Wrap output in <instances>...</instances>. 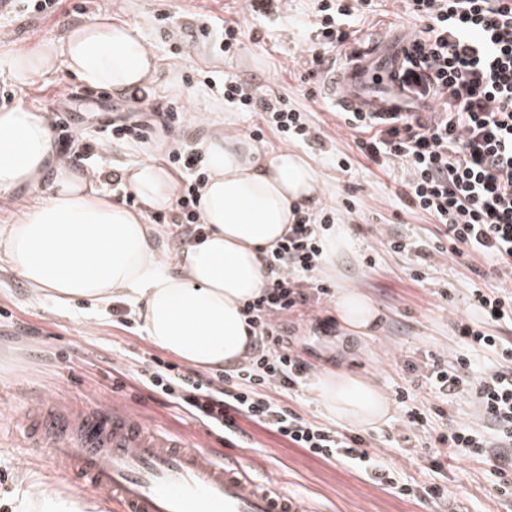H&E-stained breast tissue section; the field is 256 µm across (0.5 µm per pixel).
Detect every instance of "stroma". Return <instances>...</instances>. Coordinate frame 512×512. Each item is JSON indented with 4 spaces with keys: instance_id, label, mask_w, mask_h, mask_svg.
<instances>
[{
    "instance_id": "obj_1",
    "label": "stroma",
    "mask_w": 512,
    "mask_h": 512,
    "mask_svg": "<svg viewBox=\"0 0 512 512\" xmlns=\"http://www.w3.org/2000/svg\"><path fill=\"white\" fill-rule=\"evenodd\" d=\"M109 0H63L51 16L15 11L0 15V59L18 50L61 38L72 27L94 21ZM121 21L137 28L152 46L159 74L150 92L156 104L176 99L185 76L193 78L188 108L208 113L211 124H231L239 135H248L259 121L257 113L244 114L204 85L208 72L249 83L261 90L287 96L289 104L304 107L303 91H319L321 78L300 65V48L308 32L302 22L311 0H290L285 15L261 20L252 17L245 0H117ZM174 17L203 19L218 16L239 22L245 32L240 52L227 59L213 43L199 44L190 54L174 47L156 23L159 12ZM72 94L74 125L83 137L99 136L101 123L122 107L121 93L85 87L65 66H57L34 81H23L0 69V107L34 106L50 110L55 99ZM310 122L329 136L334 150L323 153L303 147L317 166L324 184L323 205L335 206V228L344 239L335 272L321 270L319 279L333 292L355 289L367 296L379 312L371 336L357 340L340 334L337 326L320 330L306 317L288 320L290 346L308 358L316 372L338 370L368 378L385 396L390 407L386 419L358 433L370 454L391 460L412 482L442 484L448 490L443 501L404 496L374 483L344 460L326 461L282 439L246 424L249 453L264 456L269 470L281 480V488L300 497L308 512H512V499L498 498L491 483V466L483 460L444 459L433 469L427 433H410L412 453L391 447L390 441L405 432L400 422L404 406L396 399L399 386L413 383L416 407L438 403L423 379L424 365L432 358L452 359L458 346L453 337L454 316L470 312L473 289L488 287L465 267L436 256L422 281L409 278L411 255L388 250V237L435 243L439 226L421 214L408 212L396 196L398 172L380 169L359 157L352 138L339 133L331 112L310 114ZM353 157L355 167L342 174L336 166L340 154ZM447 300H440V290ZM95 322L87 330V322ZM155 356L176 362V355L154 345L139 324H123L116 309L100 310L78 300L66 306L34 296L26 283L10 269H0V470L15 477L12 504L27 497L28 478L57 483L45 458L26 446L15 417L31 398L53 404L64 399L84 410L102 397H113L147 416L158 432H175L196 441L203 426L163 396L135 382L142 358Z\"/></svg>"
}]
</instances>
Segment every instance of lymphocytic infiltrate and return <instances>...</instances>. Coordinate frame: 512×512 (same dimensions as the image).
Returning <instances> with one entry per match:
<instances>
[{
    "mask_svg": "<svg viewBox=\"0 0 512 512\" xmlns=\"http://www.w3.org/2000/svg\"><path fill=\"white\" fill-rule=\"evenodd\" d=\"M397 12L416 21L405 50L402 83L414 99L430 103L427 115L397 112L382 118L345 112L341 118L358 153L378 166L400 167L399 184L408 211L428 215L440 226L452 259L469 270L489 263L497 287L478 288L473 306L482 322L458 321L461 351L452 361L433 360L427 381L441 397L474 398L486 426L451 424L436 437L450 458L494 457L498 496L512 497V341L489 331V324L512 323V0H394ZM372 0H313L314 21L302 60L324 65L332 51L345 50L354 22L369 12ZM225 102L242 112H256L260 125L251 135L279 134L284 143L324 146L306 111L289 106L274 93L258 94L235 79L215 83ZM183 107L171 104L156 112L147 96L130 94L125 109L105 123L97 141L76 144L64 120H57L63 144H76L87 160L102 144L147 140L153 126L181 129ZM166 159L183 168L185 185L168 211L153 223L177 229L179 236L199 233L198 191L206 174L195 141L182 140ZM287 236L266 251L270 279L259 298L245 309L252 329V351L241 369L208 376L183 372L155 360L140 378L148 390L163 395L225 438L242 437V421L283 438L288 445L350 466L399 494L413 486L396 476L393 464L372 459L361 436L330 423L307 419L291 402L313 367L288 344L289 316L313 312L329 287L318 279L322 232L328 213L311 218L303 208ZM491 355L481 374L471 371V356Z\"/></svg>",
    "mask_w": 512,
    "mask_h": 512,
    "instance_id": "f902f5d3",
    "label": "lymphocytic infiltrate"
}]
</instances>
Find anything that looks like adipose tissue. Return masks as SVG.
<instances>
[{
	"mask_svg": "<svg viewBox=\"0 0 512 512\" xmlns=\"http://www.w3.org/2000/svg\"><path fill=\"white\" fill-rule=\"evenodd\" d=\"M84 83L117 92L150 86L157 59L136 28L103 12L63 38L13 54L9 71L32 80L57 65ZM191 119L206 130L199 149L208 179L201 188L204 226L177 253L149 212L170 206L179 179L155 161L127 166L124 187L140 207L113 202L99 175L77 172L59 158L47 113L34 106L0 108V200L26 188L14 221L0 225V263L31 292L63 305L86 299L124 301L148 339L200 369L245 358L252 337L244 308L266 281L263 252L288 232L293 209L319 205L322 181L313 162L291 149L266 150L220 128L205 114ZM50 189H43L45 178ZM344 331L369 335L379 318L355 290L336 302ZM325 409L355 426L382 421L389 407L373 384L346 372L319 376Z\"/></svg>",
	"mask_w": 512,
	"mask_h": 512,
	"instance_id": "ef3b65f1",
	"label": "adipose tissue"
}]
</instances>
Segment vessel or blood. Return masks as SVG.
<instances>
[{
    "label": "vessel or blood",
    "mask_w": 512,
    "mask_h": 512,
    "mask_svg": "<svg viewBox=\"0 0 512 512\" xmlns=\"http://www.w3.org/2000/svg\"><path fill=\"white\" fill-rule=\"evenodd\" d=\"M402 39L383 38L328 68L322 91L345 112H403L410 95L398 79ZM33 448L87 493L106 495L112 512H306L298 498L261 485V457L225 455L151 430L125 409L98 405L74 414L66 406L30 403L19 419Z\"/></svg>",
    "instance_id": "1"
}]
</instances>
